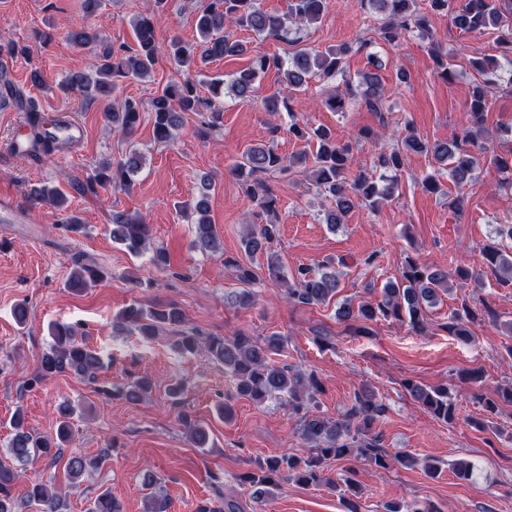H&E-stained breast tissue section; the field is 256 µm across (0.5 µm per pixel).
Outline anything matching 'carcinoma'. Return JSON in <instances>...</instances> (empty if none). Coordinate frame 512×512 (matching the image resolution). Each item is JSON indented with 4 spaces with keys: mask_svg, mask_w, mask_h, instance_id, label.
<instances>
[{
    "mask_svg": "<svg viewBox=\"0 0 512 512\" xmlns=\"http://www.w3.org/2000/svg\"><path fill=\"white\" fill-rule=\"evenodd\" d=\"M156 10L150 16H139L132 21L137 39L134 50H116L110 46L102 34L89 27L70 29L67 40L81 48H89L93 53L85 70L69 73L63 88L78 92L92 101L106 99L112 93L116 80L134 77L143 79L151 76L157 56L156 29L160 22L159 11L165 0H155ZM369 9L381 15L377 38L389 45L399 42L405 34L427 30L428 17L416 7V0H364ZM430 12L451 14L454 25L465 32L497 30L499 43L512 47V0H427ZM326 7L325 0H292L290 14L302 22H318ZM232 25L251 31L265 38H278L285 31L284 18L257 6L256 0H208L198 14L196 28L200 41L188 44L180 38L170 39L167 49L174 66L175 78L171 79L150 101L154 134L162 142H169L184 124V114L188 112L208 113L207 125L214 127L223 118L224 86L230 84L235 96L241 100L254 97L258 78L276 70L282 75V83L288 89V96L303 92L308 79L317 76L323 80L336 77L344 71L345 58L353 53H366L368 62L381 66L376 54L370 52L372 42L359 41L344 43L326 51H313L307 48L296 51L292 57L283 59L278 55L258 54L250 67L232 76L228 81L216 76L204 81L201 66L225 57L239 55L244 51L243 44L232 37L226 27ZM434 71L443 79L453 75L448 59L440 54L439 46L431 44ZM477 74L472 84L468 110L473 125L460 137L448 142L431 144L417 135L413 128H405L395 147L382 146L375 153L372 167L350 173L351 145L336 140L335 134L324 127L313 128L307 124L294 122L288 126V134L295 140L307 144L316 142L313 182L328 201L323 221L331 226L342 224L347 215L357 206L375 209L380 202L392 197L398 189V175L403 171L405 160L410 153L432 154L437 162L434 173L423 179V187L435 192L439 188L437 173L445 170L448 179L457 185L471 181L480 164L487 161L502 174L501 184L512 188V150L498 152L483 138L482 123L488 107L487 91L502 80V63L492 56H474L469 59ZM206 83L210 97L199 96L197 86ZM365 88L359 93L349 92L348 97H360V101L371 112H380L385 103L384 86L378 75L365 76ZM0 96L12 99L17 106L28 113L27 128L41 142V155L49 156L66 147L44 128V122L33 103L26 99L10 79L7 68L0 65ZM265 111L277 113L287 108V96L276 91L262 99ZM142 104L126 98L119 104L107 107L105 118L112 129L129 134L139 122ZM307 159L304 152L288 158L278 154L273 148L249 147L240 159L231 165V171L244 178V197L259 208L256 216L275 212L277 197L262 178L265 173L286 174ZM142 163L141 155L133 151L125 159L116 163L108 174L102 170L89 177L82 190L92 194L97 187L112 182L129 185L132 175L137 173ZM212 182L201 181L199 197L194 206L195 245L203 252L224 253V244L211 224L208 216V198ZM28 196L34 202L48 201L60 206L64 201L61 190L56 186L36 183L28 189ZM278 234V225L269 221L254 225L253 231L244 239V251L253 256L266 254L267 268L275 278L280 275L278 255L269 249V244ZM151 229L141 220L123 213L112 214V238L125 245L133 255L144 253L151 244ZM482 262L498 281H512V250L494 243L483 248ZM68 286L85 287L97 282L100 273L84 264L75 263ZM338 288L336 272L323 264L318 269L301 267L287 282L288 300L303 305H324L335 295ZM448 290V270L439 266L424 265L415 259H405L400 278L388 282L382 289V297L375 303H362L353 307L345 302L339 306L337 317L348 324L358 334L371 333L370 324L381 319L406 321L410 328L422 333L427 328L426 309L438 300V290ZM495 316L493 309L484 304L478 308L466 304L448 315L444 328L448 333L463 341L471 338L470 326ZM185 321L180 307L169 302L165 305L144 306L133 303L125 307L118 317V323L132 327L146 340L160 335L167 328H176ZM52 343L44 352L37 366V378L46 379L60 374H73L94 382L104 363L99 352L92 349L85 339L65 326L51 331ZM288 340L273 333L262 340L244 333L232 337L204 336L196 331L184 332L177 340V347L184 354H193L203 348L218 363L224 365V373L235 383L239 395L257 404L271 399H280L288 404L301 435L310 444L305 457L295 455L271 457L258 465V468L240 476L242 485L278 486V479L287 474L304 486H319L326 480L325 471L332 461L354 456L377 467L388 466L387 455L380 449L377 437L372 435L374 426L384 417L387 407L379 400L377 393L364 388L355 393L346 411L336 419L321 416L313 411L321 382L313 372L306 373L291 365L278 364L273 356L285 351ZM404 387L424 410L435 419L453 424L457 419V409L446 386H423L411 379L404 381ZM154 384L148 378H141L116 389L126 400L137 402L151 393ZM475 402L481 410L493 416L502 402H512V386L499 387L487 395L478 393ZM58 426L56 434L44 436L28 431L21 415L12 418L14 434L9 451L13 460L23 466L28 461L51 453L54 448H62L71 440L70 419L75 408L69 401L57 404ZM182 425L189 430L191 440L199 448L209 444L208 430L181 418ZM100 457L85 455L71 456L66 465L67 475L75 480L99 468ZM20 477L19 471L0 463V512H17V502L12 495L14 484ZM340 494L348 512H359L354 497L358 495L355 480L347 476ZM27 502L40 506V512H68V501L58 493H51L45 484L35 483L28 492ZM86 512H120L119 503L108 490L91 500ZM385 512H437L434 508L404 499L393 500L385 505Z\"/></svg>",
    "mask_w": 512,
    "mask_h": 512,
    "instance_id": "carcinoma-1",
    "label": "carcinoma"
}]
</instances>
